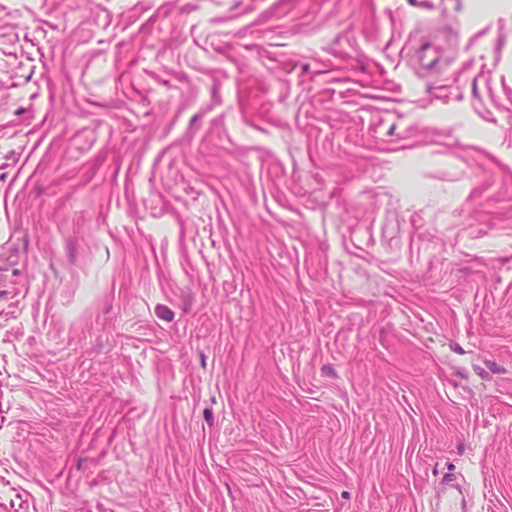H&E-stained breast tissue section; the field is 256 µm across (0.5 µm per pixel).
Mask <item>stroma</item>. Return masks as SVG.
<instances>
[{
    "instance_id": "obj_1",
    "label": "stroma",
    "mask_w": 512,
    "mask_h": 512,
    "mask_svg": "<svg viewBox=\"0 0 512 512\" xmlns=\"http://www.w3.org/2000/svg\"><path fill=\"white\" fill-rule=\"evenodd\" d=\"M433 3L0 0V512H512V0ZM447 63L444 43H431L422 47L417 56V65L422 70H442ZM440 487L439 500L436 507L433 508L434 512H466L471 510L470 507H462L456 489L448 484L447 477L441 480Z\"/></svg>"
}]
</instances>
